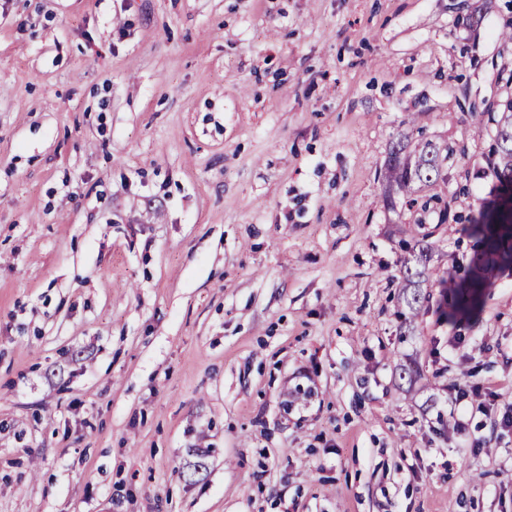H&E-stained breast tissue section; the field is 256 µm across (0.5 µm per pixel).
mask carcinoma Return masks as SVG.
Returning a JSON list of instances; mask_svg holds the SVG:
<instances>
[{
    "instance_id": "obj_1",
    "label": "carcinoma",
    "mask_w": 512,
    "mask_h": 512,
    "mask_svg": "<svg viewBox=\"0 0 512 512\" xmlns=\"http://www.w3.org/2000/svg\"><path fill=\"white\" fill-rule=\"evenodd\" d=\"M448 158V148L432 142H421L410 148L397 145L387 160L383 178L390 188L385 194L386 205L393 204L392 193L406 197L439 186L440 171ZM492 175L498 182L497 200L480 211L467 227L477 239L480 249L469 264L468 275L461 281L452 276L434 274L429 261L434 243L422 238L418 243L415 265L401 270L402 297L410 312L423 303L421 283L436 278L441 288L443 311L447 318L470 316L479 306L483 294L495 285V273L512 265V100L503 105L496 119V150L492 160Z\"/></svg>"
}]
</instances>
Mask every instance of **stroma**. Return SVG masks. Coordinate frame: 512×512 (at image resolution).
<instances>
[{
  "label": "stroma",
  "instance_id": "1",
  "mask_svg": "<svg viewBox=\"0 0 512 512\" xmlns=\"http://www.w3.org/2000/svg\"><path fill=\"white\" fill-rule=\"evenodd\" d=\"M512 0H0V512H512V271L468 267ZM452 148L384 202L393 142ZM479 385L460 404L456 385Z\"/></svg>",
  "mask_w": 512,
  "mask_h": 512
}]
</instances>
